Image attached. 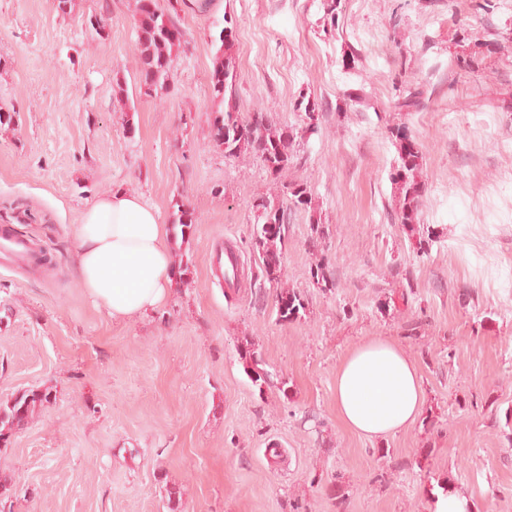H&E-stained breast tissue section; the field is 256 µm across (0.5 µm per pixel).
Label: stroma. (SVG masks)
<instances>
[{
    "label": "stroma",
    "instance_id": "stroma-1",
    "mask_svg": "<svg viewBox=\"0 0 512 512\" xmlns=\"http://www.w3.org/2000/svg\"><path fill=\"white\" fill-rule=\"evenodd\" d=\"M184 33L166 93H139L134 0H0V227L49 265L0 262V401L52 399L0 442L6 512H434L451 486L474 512H512V5L506 0H158ZM236 23L237 106L297 130L287 172L211 141L217 21ZM376 33L374 42L359 31ZM123 94H116V87ZM316 102L308 124L307 102ZM414 139L417 235L392 180ZM307 185L283 277H263L254 203ZM136 194L170 223L166 302L112 318L83 293L71 227L98 197ZM237 251V288L209 273ZM326 259L332 287L312 265ZM300 317L279 320L278 287ZM259 345L255 387L238 354ZM387 338L424 388L415 423L346 428L336 370Z\"/></svg>",
    "mask_w": 512,
    "mask_h": 512
}]
</instances>
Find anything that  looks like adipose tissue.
Instances as JSON below:
<instances>
[{
	"label": "adipose tissue",
	"instance_id": "adipose-tissue-1",
	"mask_svg": "<svg viewBox=\"0 0 512 512\" xmlns=\"http://www.w3.org/2000/svg\"><path fill=\"white\" fill-rule=\"evenodd\" d=\"M169 233L155 209L117 190L97 198L71 232V249L84 294L110 316L130 318L166 298L173 270ZM336 408L349 429L368 438L396 433L422 408L414 362L382 339L356 346L336 374Z\"/></svg>",
	"mask_w": 512,
	"mask_h": 512
}]
</instances>
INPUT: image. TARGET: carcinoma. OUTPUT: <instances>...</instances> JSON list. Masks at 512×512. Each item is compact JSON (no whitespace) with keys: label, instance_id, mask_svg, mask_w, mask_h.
<instances>
[{"label":"carcinoma","instance_id":"cac0c4a2","mask_svg":"<svg viewBox=\"0 0 512 512\" xmlns=\"http://www.w3.org/2000/svg\"><path fill=\"white\" fill-rule=\"evenodd\" d=\"M137 16L136 51L140 59L139 87L165 91L168 87L171 64L182 47L184 33L172 15L162 10L157 0H136ZM234 31L232 19L224 18V26L214 36L217 45L216 62L211 72V90L223 109L216 112L212 127V141L224 149V156L235 157L241 153L255 154L269 170L279 175L288 170L293 158L295 129L277 124L268 112H256L246 119L240 116L235 102V61L231 55L232 41L226 31ZM400 141V162L392 173L408 201L401 224L408 235L416 232L414 203L421 195L418 181L419 151L416 144L402 131L396 132ZM311 203L307 186L291 183L283 186L280 198L262 197L255 205L256 217L252 243L257 250L263 276L271 283H279L282 276L281 241L287 210ZM279 318L288 321L305 309L300 295L285 291L277 295ZM239 356L245 372L253 385L263 388L268 376L260 368L256 344L245 339L239 346ZM51 390H28L11 401L0 403V441L22 429L34 414L50 401Z\"/></svg>","mask_w":512,"mask_h":512}]
</instances>
